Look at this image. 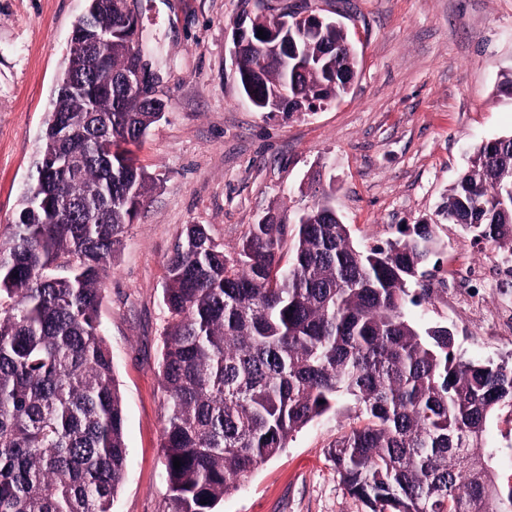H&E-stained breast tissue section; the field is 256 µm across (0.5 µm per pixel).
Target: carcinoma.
<instances>
[{"label": "carcinoma", "mask_w": 512, "mask_h": 512, "mask_svg": "<svg viewBox=\"0 0 512 512\" xmlns=\"http://www.w3.org/2000/svg\"><path fill=\"white\" fill-rule=\"evenodd\" d=\"M238 73L258 112L275 93L298 101L348 94L355 65L348 32L325 24L295 35L288 60L257 30L273 15L256 0ZM102 31L122 15H93ZM112 85L97 100L50 113L39 155L74 134L85 161L48 185L70 213L30 210L27 185L0 245V512H112L127 463L125 410L99 307L108 258L144 207L152 178L122 145L159 118ZM440 214L475 240L512 253V134L476 146ZM362 248L324 193L289 226L252 224L231 252L188 224L167 267L160 448L169 512H217L224 496L313 420L350 400L364 424L329 456L370 512H512L499 482L502 449L488 443L495 415L512 412V363L453 351L448 327L411 316L431 295L441 242L432 224ZM293 242L283 261V246ZM181 461L173 467L174 459Z\"/></svg>", "instance_id": "cac0c4a2"}]
</instances>
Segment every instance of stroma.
Masks as SVG:
<instances>
[{"label": "stroma", "instance_id": "obj_1", "mask_svg": "<svg viewBox=\"0 0 512 512\" xmlns=\"http://www.w3.org/2000/svg\"><path fill=\"white\" fill-rule=\"evenodd\" d=\"M341 16L354 44L350 92L316 112H258L231 50L254 0H130L143 59L166 108L131 148L151 175L148 203L112 258L99 310L126 414L127 472L114 512H168L160 438L166 261L185 225L225 249L276 212L286 224L331 193L354 241L436 225L440 279L416 309L467 358L512 362V288L461 286L450 271L498 250L443 221L439 206L473 148L512 132V0H296ZM85 0H0V243L35 171L38 147ZM360 423L348 400L308 424L225 497L220 512H368L328 456Z\"/></svg>", "mask_w": 512, "mask_h": 512}]
</instances>
